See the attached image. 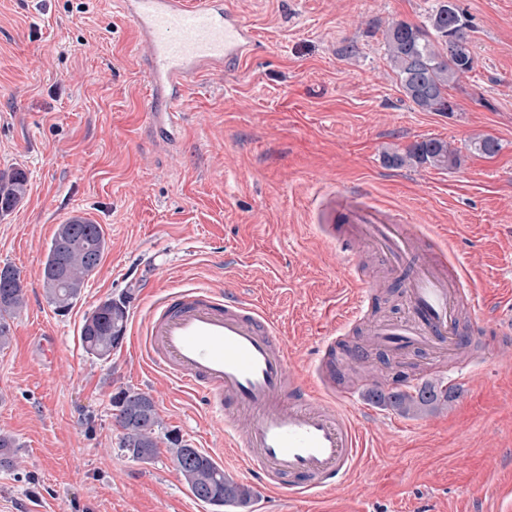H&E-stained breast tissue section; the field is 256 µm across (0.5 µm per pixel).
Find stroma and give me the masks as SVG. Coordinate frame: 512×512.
<instances>
[{
  "label": "stroma",
  "instance_id": "stroma-1",
  "mask_svg": "<svg viewBox=\"0 0 512 512\" xmlns=\"http://www.w3.org/2000/svg\"><path fill=\"white\" fill-rule=\"evenodd\" d=\"M260 49L186 90L170 153L146 134L149 89L132 22L115 0H0V170L29 193L0 216V267L26 304L0 349V512H221L195 499L167 446L124 456L111 395L149 393L167 429L253 493L247 512H512V369L420 352L373 353L371 375L451 387L446 408L408 417L361 394L369 476L311 499L270 492L224 446L202 402L153 371L126 335L109 359L85 352L84 317L131 293L137 317L158 290L203 283L259 297L307 363L347 313L348 273L316 227L317 184L359 186L446 240L470 271L480 315L512 291V0H458L475 68L448 94L452 114L403 96L384 49L391 21L423 23L435 0H231ZM500 149H471L478 136ZM435 138L458 168H391L385 153ZM101 224L107 248L65 314L48 303L42 262L58 226ZM53 332L56 360L36 350Z\"/></svg>",
  "mask_w": 512,
  "mask_h": 512
}]
</instances>
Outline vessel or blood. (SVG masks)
Returning a JSON list of instances; mask_svg holds the SVG:
<instances>
[{
    "mask_svg": "<svg viewBox=\"0 0 512 512\" xmlns=\"http://www.w3.org/2000/svg\"><path fill=\"white\" fill-rule=\"evenodd\" d=\"M139 46L150 85L153 144L166 147L182 115L186 88L201 73L254 56V30L226 0H120ZM316 219L347 259L356 299L324 338L315 357L299 365L281 325L255 299L212 286L187 284L151 303L137 333L148 365L204 399L224 428V445L241 455L263 485L306 498L344 485L366 452L355 394L337 389L331 370L338 335L357 327L366 349L398 358L429 350L456 356L486 345L512 363V310L497 323L477 314L466 268L427 226L404 211L368 200L355 187H319ZM375 251L389 274L401 277L406 315L371 320L373 285L357 270Z\"/></svg>",
    "mask_w": 512,
    "mask_h": 512,
    "instance_id": "obj_1",
    "label": "vessel or blood"
}]
</instances>
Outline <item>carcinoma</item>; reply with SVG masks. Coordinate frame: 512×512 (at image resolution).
<instances>
[{"label":"carcinoma","instance_id":"carcinoma-1","mask_svg":"<svg viewBox=\"0 0 512 512\" xmlns=\"http://www.w3.org/2000/svg\"><path fill=\"white\" fill-rule=\"evenodd\" d=\"M465 16L455 0H437L423 25L403 20L391 22L385 30L389 65L411 105L423 112L449 114L454 103L448 89L473 70V54L453 50L456 39H468ZM387 164L401 168L409 163L427 164L452 170L461 164L460 154L444 141L428 138L411 145L406 152H392ZM28 178L24 170L0 171V212L13 210L27 195ZM106 249L101 226L82 216H72L58 225L43 262V286L48 302L59 312L69 311L81 298L86 279L100 265ZM130 296L107 298L84 318L80 339L86 353L106 360L125 339ZM25 304V285L20 272L5 266L0 269V348L10 340L8 319ZM391 406L401 412L421 416L448 405V387L442 383L413 392L396 390L385 394ZM113 418L120 435L118 448L137 461L152 459L158 452L159 439L169 444L175 460L191 447L168 431L156 402L148 393L133 388H118L111 396ZM164 436H159V433ZM192 495L213 506L245 508L252 501L251 488L224 473L207 453L195 448L193 456L178 466Z\"/></svg>","mask_w":512,"mask_h":512}]
</instances>
